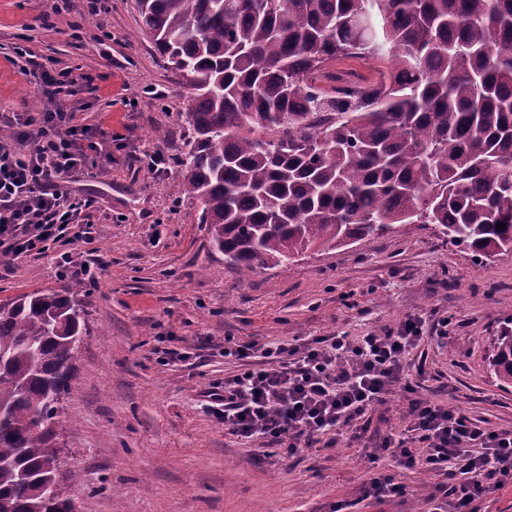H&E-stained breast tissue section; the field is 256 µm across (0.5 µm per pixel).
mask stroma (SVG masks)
Returning <instances> with one entry per match:
<instances>
[{"instance_id":"1","label":"stroma","mask_w":512,"mask_h":512,"mask_svg":"<svg viewBox=\"0 0 512 512\" xmlns=\"http://www.w3.org/2000/svg\"><path fill=\"white\" fill-rule=\"evenodd\" d=\"M92 79L80 93L83 123L122 133L112 172L82 176L91 226L76 261L105 263L79 299L86 332L74 352L56 423V445L77 478L65 493L79 512H430L437 481L388 456L339 440L282 457L276 447L225 431L204 394L222 382L225 337L266 342L356 338L422 317L411 351L425 370V395L467 412L483 427L512 429V384L489 362L512 319V255L479 258L433 225L312 251L288 268L241 276L201 224L199 201L176 196L178 158L191 91L141 32L135 0H111L90 14L85 0H0V111L39 112L38 86L18 50ZM162 149L164 176L126 164L130 152ZM51 258L0 254V300L59 289ZM451 316L447 338L433 330ZM165 336L192 347L185 362L160 365L151 350ZM385 474L405 497L361 499L362 482Z\"/></svg>"}]
</instances>
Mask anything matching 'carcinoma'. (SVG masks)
Segmentation results:
<instances>
[{"instance_id": "carcinoma-1", "label": "carcinoma", "mask_w": 512, "mask_h": 512, "mask_svg": "<svg viewBox=\"0 0 512 512\" xmlns=\"http://www.w3.org/2000/svg\"><path fill=\"white\" fill-rule=\"evenodd\" d=\"M136 4L192 90L174 191L226 263L288 267L401 224L512 254V0ZM368 55L388 62L369 83L329 70ZM85 323L71 286L0 303V512H74L54 440ZM494 349L510 384L512 328Z\"/></svg>"}]
</instances>
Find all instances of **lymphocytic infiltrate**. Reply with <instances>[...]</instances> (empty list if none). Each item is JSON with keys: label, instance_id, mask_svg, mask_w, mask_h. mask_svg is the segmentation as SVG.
<instances>
[{"label": "lymphocytic infiltrate", "instance_id": "1", "mask_svg": "<svg viewBox=\"0 0 512 512\" xmlns=\"http://www.w3.org/2000/svg\"><path fill=\"white\" fill-rule=\"evenodd\" d=\"M34 75L43 111L14 113L6 121L9 136L0 138V252L54 253L59 274L92 284L96 264L76 263L72 255L89 227L79 221L70 186L83 174L111 172L119 134L76 123L61 108L77 94L79 79L71 72L47 61L36 64ZM422 333V320L411 317L355 340L339 332L225 346V356L241 368L209 391L212 411L232 433L292 455L335 431L359 441L368 413L389 396L406 394L405 434L386 437L380 449L399 466L435 471L444 496L438 512H461L512 480V430L481 427L464 412L418 396L421 382L408 355Z\"/></svg>", "mask_w": 512, "mask_h": 512}]
</instances>
